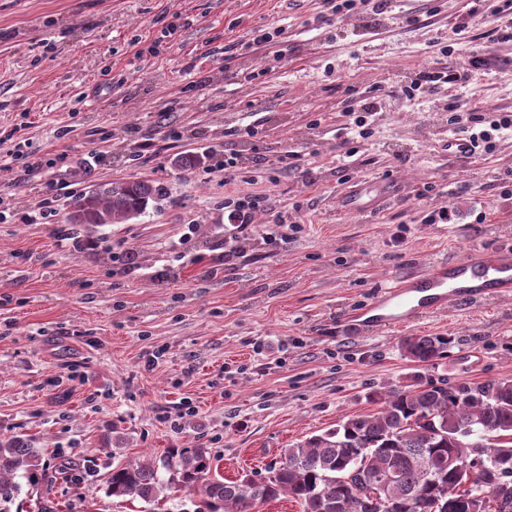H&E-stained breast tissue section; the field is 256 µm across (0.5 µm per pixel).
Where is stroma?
Returning <instances> with one entry per match:
<instances>
[{
	"label": "stroma",
	"instance_id": "1",
	"mask_svg": "<svg viewBox=\"0 0 512 512\" xmlns=\"http://www.w3.org/2000/svg\"><path fill=\"white\" fill-rule=\"evenodd\" d=\"M495 5L472 17L466 0H391L330 22L325 0H0V436L25 434L80 476L43 480L26 512H142L105 495L115 449L199 447L225 478H263L284 448L405 384L411 334L452 339L432 380L512 377V293L393 329L348 324L412 273L512 245V139L448 152L451 105L512 113ZM262 26L279 36L225 55ZM462 52L485 61L470 81L406 98ZM364 96L378 101L373 135L345 163L344 113ZM248 125L250 140L227 133ZM246 146L263 162L242 176L268 201L240 237L224 221V158ZM286 151L299 165L278 164ZM187 152L203 159L190 172L176 163ZM133 177L166 188L145 214L67 224L77 195ZM46 199L42 222L23 223ZM442 206L453 223H425ZM282 219L296 230L268 240Z\"/></svg>",
	"mask_w": 512,
	"mask_h": 512
}]
</instances>
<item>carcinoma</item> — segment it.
I'll return each instance as SVG.
<instances>
[{
	"label": "carcinoma",
	"mask_w": 512,
	"mask_h": 512,
	"mask_svg": "<svg viewBox=\"0 0 512 512\" xmlns=\"http://www.w3.org/2000/svg\"><path fill=\"white\" fill-rule=\"evenodd\" d=\"M165 194L154 180L108 182L70 203L69 224H122L146 213ZM446 336L411 335L401 346L419 368L446 357ZM372 413L352 415L336 428L284 449L259 484L246 475L226 480L202 448H172L160 460L118 462L105 481V494L139 499L165 512H186L183 494L202 504L195 512H246L286 495L301 512H368L371 477L396 475L385 502L373 512H478L505 510L496 496L502 482L512 486V378L449 385L415 374L411 382L370 397ZM481 465L462 471L461 460ZM44 451L23 435L0 439V512H11L26 480L46 477ZM173 474L165 482L159 468Z\"/></svg>",
	"instance_id": "carcinoma-1"
}]
</instances>
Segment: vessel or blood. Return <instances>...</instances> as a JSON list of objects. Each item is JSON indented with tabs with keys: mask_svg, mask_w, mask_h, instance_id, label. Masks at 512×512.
Returning <instances> with one entry per match:
<instances>
[{
	"mask_svg": "<svg viewBox=\"0 0 512 512\" xmlns=\"http://www.w3.org/2000/svg\"><path fill=\"white\" fill-rule=\"evenodd\" d=\"M512 290V253H475L435 263L425 273L385 289L350 318L355 329L379 330L408 323L415 313H439L455 301L486 302Z\"/></svg>",
	"mask_w": 512,
	"mask_h": 512,
	"instance_id": "obj_1",
	"label": "vessel or blood"
}]
</instances>
